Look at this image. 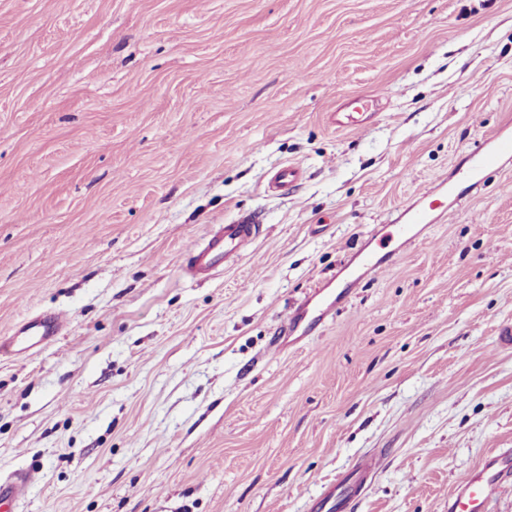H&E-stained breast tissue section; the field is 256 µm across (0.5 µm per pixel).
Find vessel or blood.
I'll list each match as a JSON object with an SVG mask.
<instances>
[{
	"label": "vessel or blood",
	"mask_w": 512,
	"mask_h": 512,
	"mask_svg": "<svg viewBox=\"0 0 512 512\" xmlns=\"http://www.w3.org/2000/svg\"><path fill=\"white\" fill-rule=\"evenodd\" d=\"M366 100L356 97L336 114L340 127H363L372 121V113L365 108ZM512 160V125L504 124L492 137L467 154L448 178L436 186L420 190L417 198L402 205L390 220L375 229L352 256L351 265L344 268V286L359 287L362 271H383L390 265L386 251L390 245L406 249L414 244L428 225L440 223L449 209L462 205L469 191L477 189L488 171ZM261 226L255 220L244 218L222 226L209 235L205 242L190 248L187 268L194 274H205L224 265L232 256L243 253L260 234ZM340 296L335 291L319 292L297 309L283 323L280 332L288 336L307 332L322 322L336 308ZM65 326L59 314L35 317L24 321L14 336L0 338V353L14 350L31 351L55 340ZM376 461L357 465V477L351 487L343 489L340 506L343 512H352L362 485ZM512 475V455L501 454L488 459L479 469L461 474L456 490L448 500V512H485L492 493ZM33 482L32 473L25 472L0 479V503H11L24 497Z\"/></svg>",
	"instance_id": "1"
}]
</instances>
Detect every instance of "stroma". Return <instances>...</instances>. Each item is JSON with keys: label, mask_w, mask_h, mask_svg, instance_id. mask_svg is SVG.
<instances>
[{"label": "stroma", "mask_w": 512, "mask_h": 512, "mask_svg": "<svg viewBox=\"0 0 512 512\" xmlns=\"http://www.w3.org/2000/svg\"><path fill=\"white\" fill-rule=\"evenodd\" d=\"M510 117L512 0H0V336L66 320L0 356L12 512H308L370 457L355 512H448L512 449V163L272 338ZM246 215L243 256L185 275ZM367 99L364 97H355L347 102L339 112H336V126L363 127L368 125L375 116V112H366L365 103ZM339 293L330 290L326 293L318 291L297 309H295L281 326L278 336L273 338V347L278 349L285 336L307 332L312 326L322 322L341 301ZM282 334V336H280ZM64 326V318L56 313L26 320L19 326L14 336L5 340L0 336V353L10 349L17 352L35 350L55 340ZM33 475L31 472H25L16 476L0 479V503L15 502L24 497L31 484Z\"/></svg>", "instance_id": "35a3bbf8"}]
</instances>
